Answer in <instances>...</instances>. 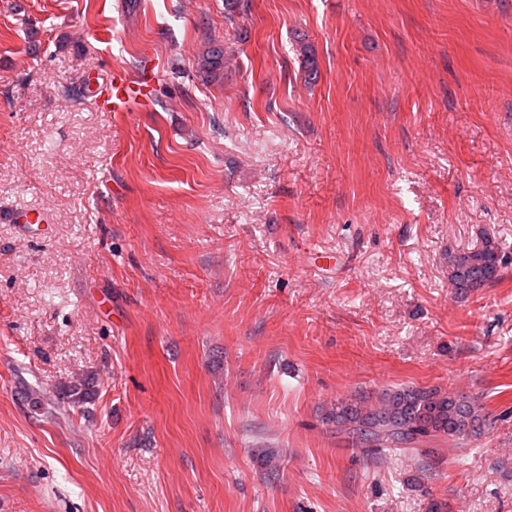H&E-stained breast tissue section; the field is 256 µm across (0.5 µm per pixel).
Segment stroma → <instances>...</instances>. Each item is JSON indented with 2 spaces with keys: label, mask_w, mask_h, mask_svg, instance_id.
Segmentation results:
<instances>
[{
  "label": "stroma",
  "mask_w": 512,
  "mask_h": 512,
  "mask_svg": "<svg viewBox=\"0 0 512 512\" xmlns=\"http://www.w3.org/2000/svg\"><path fill=\"white\" fill-rule=\"evenodd\" d=\"M116 69L150 109L102 110ZM486 235L512 0H0V512H512V265L462 301L446 264ZM395 386L494 424L394 460L321 420ZM90 398V389L81 382H70V384L55 387L53 396L47 397L50 407L48 413L67 416L76 408L83 406Z\"/></svg>",
  "instance_id": "obj_1"
}]
</instances>
